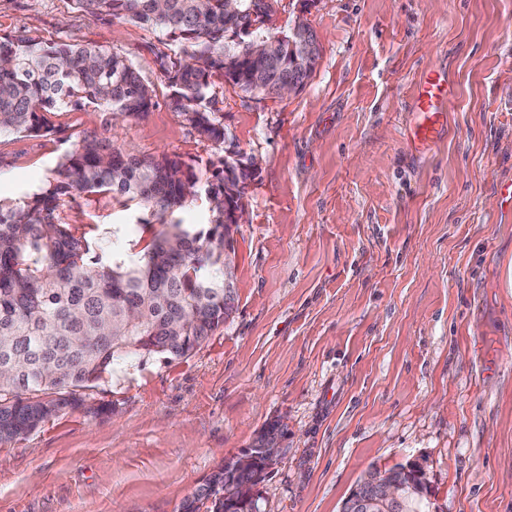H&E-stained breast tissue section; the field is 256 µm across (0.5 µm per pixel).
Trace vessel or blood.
I'll list each match as a JSON object with an SVG mask.
<instances>
[{
	"instance_id": "obj_1",
	"label": "vessel or blood",
	"mask_w": 512,
	"mask_h": 512,
	"mask_svg": "<svg viewBox=\"0 0 512 512\" xmlns=\"http://www.w3.org/2000/svg\"><path fill=\"white\" fill-rule=\"evenodd\" d=\"M454 95V87L445 73L430 70L417 84L413 94L416 122L410 132L415 145L425 148L431 145L446 118V106Z\"/></svg>"
}]
</instances>
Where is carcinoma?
<instances>
[{"label":"carcinoma","instance_id":"1","mask_svg":"<svg viewBox=\"0 0 512 512\" xmlns=\"http://www.w3.org/2000/svg\"><path fill=\"white\" fill-rule=\"evenodd\" d=\"M100 19L123 18L158 30L178 51L156 56L176 111L199 136L222 144L212 78L246 95L302 88L319 56L304 63L288 33L274 27L277 0H72ZM96 104L118 116L153 106V89L124 56L92 44L0 36V132L37 136L44 113ZM216 181L199 186L195 167L166 153L138 156L112 139L83 136L39 190L0 201V441L24 436L46 419L84 405L121 354L183 357L235 308L233 275H224V214L242 204L249 175L219 159ZM109 191L163 224L139 263H86L89 241L62 222L63 207ZM205 196L210 227L182 224L188 199ZM268 477L261 460L240 467L232 487L224 468L186 498L179 512H253L249 491Z\"/></svg>","mask_w":512,"mask_h":512}]
</instances>
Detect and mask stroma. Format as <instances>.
<instances>
[{
	"label": "stroma",
	"mask_w": 512,
	"mask_h": 512,
	"mask_svg": "<svg viewBox=\"0 0 512 512\" xmlns=\"http://www.w3.org/2000/svg\"><path fill=\"white\" fill-rule=\"evenodd\" d=\"M319 48L307 85L248 97L215 78L228 134L169 104L161 33L71 0H0V35L123 54L154 90L141 116L88 104L51 133H0V200L37 191L82 135L205 170L256 157L234 233L236 311L187 356L114 360L83 407L0 442V512H177L267 428L285 455L263 512H341L370 470L420 462L431 512H512V0H279ZM455 88L445 131L407 139L424 72ZM108 193L63 218L108 262L160 227Z\"/></svg>",
	"instance_id": "1"
}]
</instances>
